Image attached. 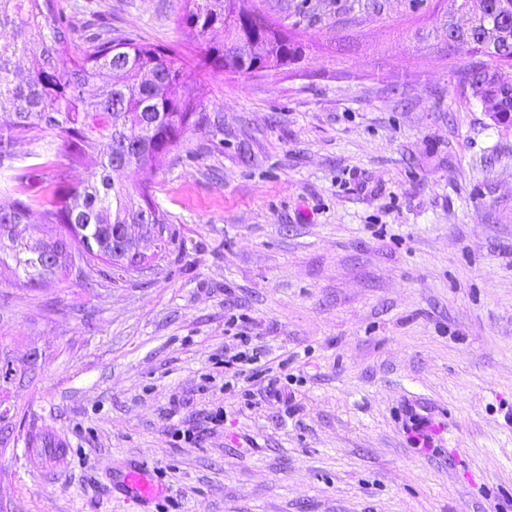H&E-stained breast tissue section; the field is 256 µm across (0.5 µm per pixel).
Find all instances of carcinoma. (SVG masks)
I'll list each match as a JSON object with an SVG mask.
<instances>
[{
  "label": "carcinoma",
  "instance_id": "cac0c4a2",
  "mask_svg": "<svg viewBox=\"0 0 512 512\" xmlns=\"http://www.w3.org/2000/svg\"><path fill=\"white\" fill-rule=\"evenodd\" d=\"M182 27L195 42H205L200 68L240 72L233 43L245 35L249 63L260 69L288 68L301 54L290 32L256 12L257 20L241 26L224 23L228 0H183ZM467 0H436L433 15L453 20ZM512 0H479V24L461 30L455 76L490 112L512 114V26L491 28ZM224 42L205 41L214 30ZM73 26L58 0H0V170L13 171L14 144L22 138L39 143L43 156L62 157L48 193L34 194L28 175L11 177L17 195L0 215V270L36 287L50 277L110 269L114 283L127 282L134 255L163 261L180 248L169 215L131 175L152 170L166 160L191 126L199 124L194 94L196 71L177 53L161 47L112 37V30L92 33L84 43L71 39ZM28 61V78L17 81L14 62ZM107 73L110 81L88 97L85 89ZM98 157L96 167L77 183L69 170ZM41 223L57 228L55 236L23 243L14 226L33 211ZM140 233L125 237V225ZM152 245V254L146 246Z\"/></svg>",
  "mask_w": 512,
  "mask_h": 512
}]
</instances>
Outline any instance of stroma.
<instances>
[{"label": "stroma", "mask_w": 512, "mask_h": 512, "mask_svg": "<svg viewBox=\"0 0 512 512\" xmlns=\"http://www.w3.org/2000/svg\"><path fill=\"white\" fill-rule=\"evenodd\" d=\"M434 2L243 0L302 55L201 75L200 124L133 175L181 252L0 277V352L42 356L12 402L65 448H0L7 512H140L112 488L134 463L154 512H512V126L458 87ZM59 5L75 40L199 59L182 0ZM240 331L261 370L228 387ZM273 377L289 404L252 402Z\"/></svg>", "instance_id": "35a3bbf8"}]
</instances>
